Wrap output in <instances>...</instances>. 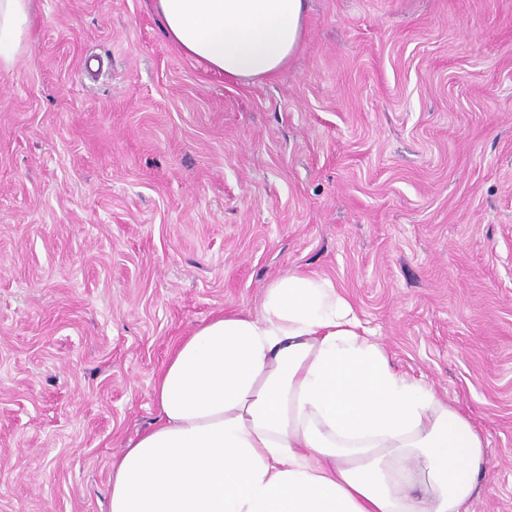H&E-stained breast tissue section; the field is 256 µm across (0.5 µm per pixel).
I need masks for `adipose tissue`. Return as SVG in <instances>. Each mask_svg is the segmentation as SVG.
Listing matches in <instances>:
<instances>
[{"label": "adipose tissue", "mask_w": 512, "mask_h": 512, "mask_svg": "<svg viewBox=\"0 0 512 512\" xmlns=\"http://www.w3.org/2000/svg\"><path fill=\"white\" fill-rule=\"evenodd\" d=\"M167 38L226 78L274 76L308 0H150ZM33 37L0 0V69ZM158 419L112 463L108 512H465L485 471L471 418L398 371L333 281L292 269L258 315L224 311L157 374Z\"/></svg>", "instance_id": "obj_1"}]
</instances>
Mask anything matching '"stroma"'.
I'll use <instances>...</instances> for the list:
<instances>
[{"mask_svg":"<svg viewBox=\"0 0 512 512\" xmlns=\"http://www.w3.org/2000/svg\"><path fill=\"white\" fill-rule=\"evenodd\" d=\"M0 71V512H108L154 379L298 268L485 439L512 512V0H310L239 83L150 0H33Z\"/></svg>","mask_w":512,"mask_h":512,"instance_id":"1","label":"stroma"}]
</instances>
